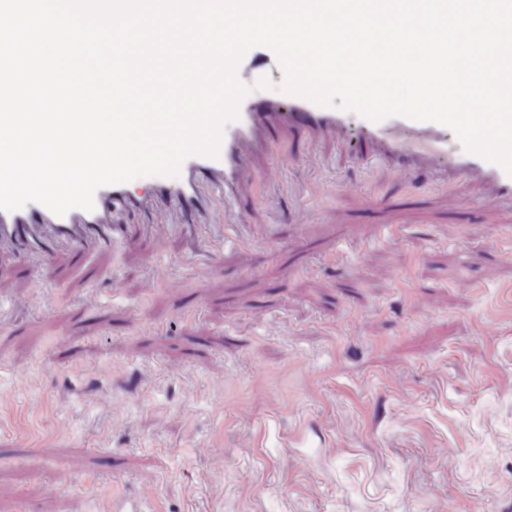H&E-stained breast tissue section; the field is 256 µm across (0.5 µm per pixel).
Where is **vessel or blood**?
<instances>
[{
    "mask_svg": "<svg viewBox=\"0 0 512 512\" xmlns=\"http://www.w3.org/2000/svg\"><path fill=\"white\" fill-rule=\"evenodd\" d=\"M278 63L271 48L257 45L244 53L236 75L241 81L254 79ZM272 119L284 121L295 130L340 135L351 125L353 115L298 95L287 94L272 99L256 94L242 98L236 120L223 128L217 155L186 157L180 165L182 179L179 184H171L166 176H145L141 179L147 190L143 196L129 182L106 185L95 192L92 210L74 208L62 216L55 215L38 202L27 203L11 212L0 210V247L28 251L41 267L51 268L59 260L57 246H68L78 252L139 237L145 230L144 225L116 224L110 222L109 217L142 205L144 197L167 198L173 200L183 214L193 213L200 202L199 179L205 175L217 177L224 184L223 197L210 203L211 214H219L242 195L244 150L261 127ZM367 131L388 167L405 173L432 171L444 182L466 178L478 183L493 203L512 204V174L478 153L453 152L447 126L392 115L368 121ZM173 230L180 235L202 234L207 241L208 253L213 257L223 252L225 243L231 238L241 249L253 244L251 235L232 224H177Z\"/></svg>",
    "mask_w": 512,
    "mask_h": 512,
    "instance_id": "obj_1",
    "label": "vessel or blood"
}]
</instances>
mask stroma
Masks as SVG:
<instances>
[{
  "label": "stroma",
  "mask_w": 512,
  "mask_h": 512,
  "mask_svg": "<svg viewBox=\"0 0 512 512\" xmlns=\"http://www.w3.org/2000/svg\"><path fill=\"white\" fill-rule=\"evenodd\" d=\"M375 154L268 124L246 257L0 250V512L512 507V208Z\"/></svg>",
  "instance_id": "1"
}]
</instances>
